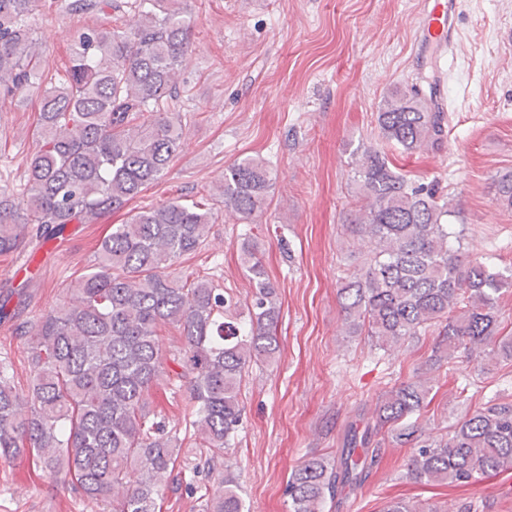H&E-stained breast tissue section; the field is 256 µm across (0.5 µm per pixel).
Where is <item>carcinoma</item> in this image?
<instances>
[{
    "mask_svg": "<svg viewBox=\"0 0 512 512\" xmlns=\"http://www.w3.org/2000/svg\"><path fill=\"white\" fill-rule=\"evenodd\" d=\"M32 0H0V98H13L39 76ZM85 14H112V27L75 33L67 80L47 82L37 115L39 140L20 202L0 196V255L44 245L70 224H94L137 198L168 169L186 142L170 103L193 37V21L177 0H75ZM135 17L122 27L125 15ZM381 139L413 155L440 145L445 115L417 87L384 96ZM353 156L355 196L362 205L344 233L367 248L368 268L347 273L338 298L350 333L381 347L434 327L425 366L391 388L371 416L345 430L332 458L311 456L286 487L290 512H325L343 489L362 488L381 455L380 436L415 444L407 477L430 485L472 484L512 470V402L490 400L434 436L419 423L431 391L427 374L461 352L472 355L497 328L496 308L512 287V267L474 261L461 268L451 241L464 223L453 199L398 171L388 154L360 146ZM274 186L268 166L244 157L224 170V207L253 223ZM498 200L512 209V172L499 177ZM455 222H450V219ZM212 221L203 201L129 211L112 226L95 263L74 278L58 303L21 332L27 348L25 386L0 359V461L29 459L62 477L75 499L95 512H161L165 494L206 495L204 512H245L238 476L224 464L244 414L239 395L249 369L278 351L280 309L256 242L241 246L252 283L241 302L208 273L174 276L179 258L202 249ZM169 328L174 348L162 347ZM157 389L188 393L180 429L150 408ZM194 436L195 463L180 466L184 439ZM215 476L214 491L197 481ZM384 512H438L404 499Z\"/></svg>",
    "mask_w": 512,
    "mask_h": 512,
    "instance_id": "1",
    "label": "carcinoma"
}]
</instances>
